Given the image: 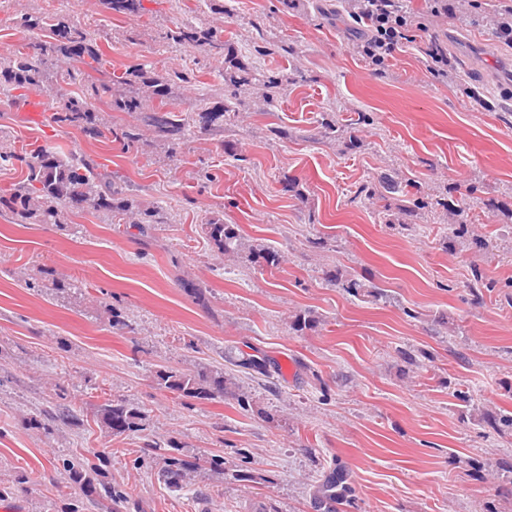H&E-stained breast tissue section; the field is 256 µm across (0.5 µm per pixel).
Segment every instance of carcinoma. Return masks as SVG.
Wrapping results in <instances>:
<instances>
[{
    "instance_id": "cac0c4a2",
    "label": "carcinoma",
    "mask_w": 512,
    "mask_h": 512,
    "mask_svg": "<svg viewBox=\"0 0 512 512\" xmlns=\"http://www.w3.org/2000/svg\"><path fill=\"white\" fill-rule=\"evenodd\" d=\"M104 4L107 9L121 14H135L141 9L140 0H104ZM24 26L32 30H48L53 42H28L11 56L0 58V87L39 93L48 91L53 85L83 87L87 97H70L60 102L51 115L54 124L77 126L92 139L108 133L114 140L127 146L139 141L142 131L137 125L111 127L106 132L100 128L96 109L89 98L108 92L113 97V106L124 112H141L148 103L159 101L158 106L145 116V122L159 137L172 144L184 138L191 121L204 131L224 129V114L231 109L230 100L212 106L204 105L187 120L167 108L171 79H165L151 70L142 68L130 75L125 73L118 76L107 69H99L97 73L100 78L95 82L90 80L82 65L88 59L95 63L103 60V53L91 33L73 21L70 14L55 12L48 17L30 16L25 18ZM161 39L173 44L194 43L215 57H224L226 50L224 38L218 35V31L192 23L165 30ZM10 159L24 163L26 176L11 189L9 197L0 196V205L23 221L33 219L41 224H59L58 206L64 205L77 210L91 208L104 213L110 220L125 224L165 223L166 214L161 208L145 217L135 211L131 204L121 198L123 191L112 184V178L99 172L100 165L92 160L64 157L44 146L25 155H15L7 150L0 152V160ZM474 192L475 189L470 188L465 196L447 203L448 240L463 238L469 233V213L478 204ZM205 230L219 253L229 255L240 251L242 243L237 225L226 224L217 218L209 221ZM249 257L252 262L267 268H275L281 263V254L271 247H252ZM326 279L354 298L376 299L381 296L373 281L363 276H346L338 268L327 271ZM495 287L497 282L494 279L480 271L475 272L468 288L470 303L481 304L484 292H490ZM235 366L265 376L269 373L270 362L249 357L235 362ZM156 382L159 389L176 394L187 403L231 397L242 408L248 405L247 396L240 392V387L226 376L221 367L211 366L195 372L161 368L156 371ZM95 416L103 428L119 437L141 430L146 411L126 400L105 398L97 405ZM481 423L496 433H502L506 428L512 429V412L487 408L481 413ZM162 477L171 485H179L184 478L183 464L173 457L165 458ZM90 490L97 494L103 512H115L114 504L119 500V495L112 493L110 484L102 481L97 487L91 486ZM353 497L354 489L348 473L338 462L318 475L312 485L310 503L319 512H347V508L352 506Z\"/></svg>"
}]
</instances>
